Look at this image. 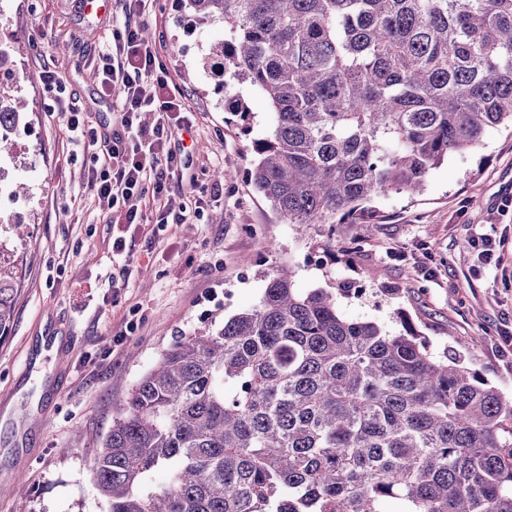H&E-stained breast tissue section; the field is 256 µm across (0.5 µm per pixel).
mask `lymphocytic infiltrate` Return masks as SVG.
Returning a JSON list of instances; mask_svg holds the SVG:
<instances>
[{
  "label": "lymphocytic infiltrate",
  "mask_w": 512,
  "mask_h": 512,
  "mask_svg": "<svg viewBox=\"0 0 512 512\" xmlns=\"http://www.w3.org/2000/svg\"><path fill=\"white\" fill-rule=\"evenodd\" d=\"M123 20L112 27V48L99 54L96 70L103 96L118 103L120 131L89 168L87 183L103 213H115L126 224L144 220L142 201L168 199L172 179L185 161L166 142L173 132L190 130L193 106L175 84L155 46L141 36L139 19L148 0H120ZM156 113L146 127L143 113Z\"/></svg>",
  "instance_id": "lymphocytic-infiltrate-1"
}]
</instances>
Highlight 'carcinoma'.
I'll list each match as a JSON object with an SVG mask.
<instances>
[{
	"label": "carcinoma",
	"instance_id": "cac0c4a2",
	"mask_svg": "<svg viewBox=\"0 0 512 512\" xmlns=\"http://www.w3.org/2000/svg\"><path fill=\"white\" fill-rule=\"evenodd\" d=\"M188 6L224 24L207 67L270 106L250 179L285 224L418 194L448 155L512 126V0ZM25 119L0 83V125ZM18 284L0 260V338ZM91 472L108 512H512V404L414 332L297 292L282 267L252 308L163 350Z\"/></svg>",
	"mask_w": 512,
	"mask_h": 512
}]
</instances>
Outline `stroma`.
I'll use <instances>...</instances> for the list:
<instances>
[{
  "label": "stroma",
  "instance_id": "stroma-1",
  "mask_svg": "<svg viewBox=\"0 0 512 512\" xmlns=\"http://www.w3.org/2000/svg\"><path fill=\"white\" fill-rule=\"evenodd\" d=\"M105 7L97 16L84 0H13L0 19V39L22 47L14 67L28 110L13 170L27 186V232L0 224V256L20 276L13 326L0 339V512H108L91 462L137 381L176 337L255 305L280 266L298 292H331L344 318L393 335L412 326L434 356L459 354L512 399V128H491L479 149L449 156L419 195L366 203L369 238L362 224L302 230L283 223L250 180L254 145L270 127L267 101L245 93L251 119L241 121L201 66L223 24L196 25L185 0H154L143 26L197 108L191 131L170 141L192 157L174 200L199 215L163 226L147 198L144 223L116 224L98 209L91 156L70 143L61 114L66 104L98 133L117 128L93 76L111 45L115 0ZM46 69L64 84L65 103L39 81ZM219 169L233 180L214 178ZM482 235L497 247L487 265L472 246ZM119 236L126 249L117 256ZM121 272L124 285L113 286ZM31 353L45 365L25 376Z\"/></svg>",
  "mask_w": 512,
  "mask_h": 512
}]
</instances>
